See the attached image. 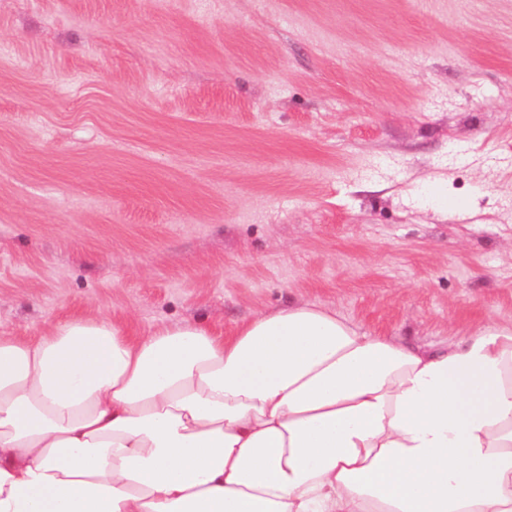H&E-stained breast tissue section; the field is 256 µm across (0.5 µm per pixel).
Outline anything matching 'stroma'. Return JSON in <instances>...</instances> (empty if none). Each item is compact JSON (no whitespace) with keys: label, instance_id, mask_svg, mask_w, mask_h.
<instances>
[{"label":"stroma","instance_id":"35a3bbf8","mask_svg":"<svg viewBox=\"0 0 512 512\" xmlns=\"http://www.w3.org/2000/svg\"><path fill=\"white\" fill-rule=\"evenodd\" d=\"M300 301L512 322V0H0V333Z\"/></svg>","mask_w":512,"mask_h":512}]
</instances>
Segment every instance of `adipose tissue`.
<instances>
[{"mask_svg": "<svg viewBox=\"0 0 512 512\" xmlns=\"http://www.w3.org/2000/svg\"><path fill=\"white\" fill-rule=\"evenodd\" d=\"M0 512H512V322L420 346L306 302L0 335Z\"/></svg>", "mask_w": 512, "mask_h": 512, "instance_id": "adipose-tissue-1", "label": "adipose tissue"}]
</instances>
